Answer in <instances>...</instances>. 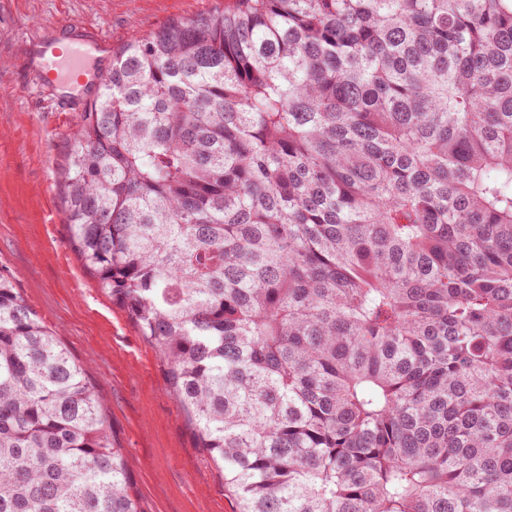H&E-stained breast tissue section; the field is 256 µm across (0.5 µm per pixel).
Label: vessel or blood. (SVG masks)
I'll list each match as a JSON object with an SVG mask.
<instances>
[{
  "mask_svg": "<svg viewBox=\"0 0 512 512\" xmlns=\"http://www.w3.org/2000/svg\"><path fill=\"white\" fill-rule=\"evenodd\" d=\"M29 71L36 81L55 91L57 107L75 111L80 100L75 87H100L104 70H90L93 60L111 61L112 39L81 28L70 29L62 38L42 33L25 43Z\"/></svg>",
  "mask_w": 512,
  "mask_h": 512,
  "instance_id": "obj_1",
  "label": "vessel or blood"
}]
</instances>
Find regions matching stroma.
<instances>
[{
    "label": "stroma",
    "mask_w": 512,
    "mask_h": 512,
    "mask_svg": "<svg viewBox=\"0 0 512 512\" xmlns=\"http://www.w3.org/2000/svg\"><path fill=\"white\" fill-rule=\"evenodd\" d=\"M227 2L0 0V272L94 384L140 512H238L239 502L200 448L159 350L70 243L58 171L79 115L55 111L26 71L23 44L41 29L82 25L118 47Z\"/></svg>",
    "instance_id": "obj_1"
}]
</instances>
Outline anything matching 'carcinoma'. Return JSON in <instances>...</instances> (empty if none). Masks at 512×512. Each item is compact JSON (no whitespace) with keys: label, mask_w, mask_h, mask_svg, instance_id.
Instances as JSON below:
<instances>
[{"label":"carcinoma","mask_w":512,"mask_h":512,"mask_svg":"<svg viewBox=\"0 0 512 512\" xmlns=\"http://www.w3.org/2000/svg\"><path fill=\"white\" fill-rule=\"evenodd\" d=\"M70 241L240 512H512V0H229L112 49ZM0 512H137L0 273Z\"/></svg>","instance_id":"cac0c4a2"}]
</instances>
